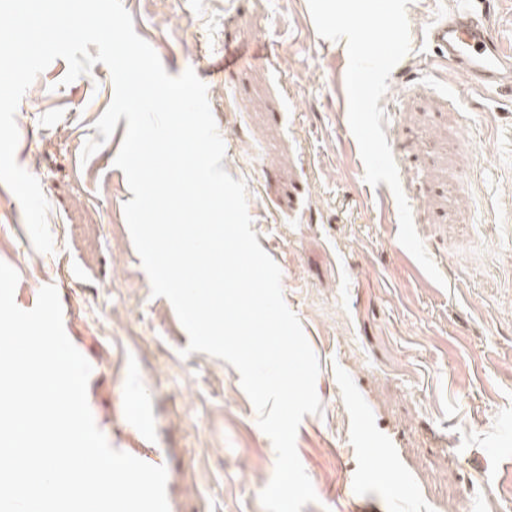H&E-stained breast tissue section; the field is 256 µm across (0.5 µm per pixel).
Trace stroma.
Masks as SVG:
<instances>
[{"instance_id":"35a3bbf8","label":"stroma","mask_w":512,"mask_h":512,"mask_svg":"<svg viewBox=\"0 0 512 512\" xmlns=\"http://www.w3.org/2000/svg\"><path fill=\"white\" fill-rule=\"evenodd\" d=\"M172 76L230 54L207 82L245 182L251 228L320 364L321 411L296 449L317 502L301 512H512V100L462 92L425 34L463 0H410V51L379 105L435 283L400 244L396 198L366 182L348 123L345 40L322 38L308 0H123ZM54 60L19 102L15 159L49 204L35 250L0 183V261L16 305L58 292L64 330L92 367L88 404L116 450L167 470L169 512H264L276 452L239 373L187 353L172 303L153 295L114 165L127 121L103 137L109 69L64 83ZM99 149L83 157L87 140ZM474 487L469 498L462 485Z\"/></svg>"}]
</instances>
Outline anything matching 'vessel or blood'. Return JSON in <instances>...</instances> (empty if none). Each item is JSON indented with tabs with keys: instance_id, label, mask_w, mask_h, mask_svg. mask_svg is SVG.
Here are the masks:
<instances>
[{
	"instance_id": "obj_1",
	"label": "vessel or blood",
	"mask_w": 512,
	"mask_h": 512,
	"mask_svg": "<svg viewBox=\"0 0 512 512\" xmlns=\"http://www.w3.org/2000/svg\"><path fill=\"white\" fill-rule=\"evenodd\" d=\"M481 2L482 10L462 6L429 28L434 61L461 73L467 90L512 94V49L504 48L491 22L490 0Z\"/></svg>"
}]
</instances>
